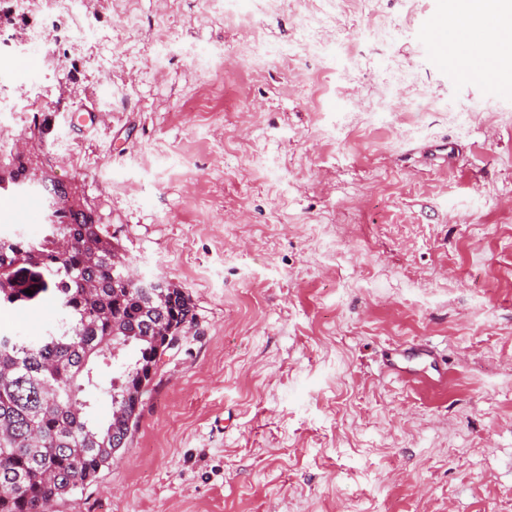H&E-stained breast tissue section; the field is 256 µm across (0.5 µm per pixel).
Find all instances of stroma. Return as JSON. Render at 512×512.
<instances>
[{
	"instance_id": "obj_1",
	"label": "stroma",
	"mask_w": 512,
	"mask_h": 512,
	"mask_svg": "<svg viewBox=\"0 0 512 512\" xmlns=\"http://www.w3.org/2000/svg\"><path fill=\"white\" fill-rule=\"evenodd\" d=\"M239 4L258 70L207 0H0V146L48 126L195 307L126 447L51 512H512V102L413 53L429 0H346L328 53L298 42L312 0ZM414 342L447 388L383 371Z\"/></svg>"
}]
</instances>
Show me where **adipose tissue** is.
<instances>
[{"label":"adipose tissue","instance_id":"obj_1","mask_svg":"<svg viewBox=\"0 0 512 512\" xmlns=\"http://www.w3.org/2000/svg\"><path fill=\"white\" fill-rule=\"evenodd\" d=\"M442 24L461 43L475 78L492 81L512 65V0H453Z\"/></svg>","mask_w":512,"mask_h":512}]
</instances>
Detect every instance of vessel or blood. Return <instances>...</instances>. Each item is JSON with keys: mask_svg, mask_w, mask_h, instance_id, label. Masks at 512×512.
<instances>
[{"mask_svg": "<svg viewBox=\"0 0 512 512\" xmlns=\"http://www.w3.org/2000/svg\"><path fill=\"white\" fill-rule=\"evenodd\" d=\"M420 39L438 70L463 77L437 19L424 25ZM35 139L27 132L13 146L0 150V223L73 224L99 218V209L84 187L62 181L56 174V159L35 147Z\"/></svg>", "mask_w": 512, "mask_h": 512, "instance_id": "obj_1", "label": "vessel or blood"}]
</instances>
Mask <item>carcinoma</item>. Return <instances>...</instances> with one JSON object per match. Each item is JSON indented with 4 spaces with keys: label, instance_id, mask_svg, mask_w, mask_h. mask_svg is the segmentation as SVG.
<instances>
[{
    "label": "carcinoma",
    "instance_id": "obj_1",
    "mask_svg": "<svg viewBox=\"0 0 512 512\" xmlns=\"http://www.w3.org/2000/svg\"><path fill=\"white\" fill-rule=\"evenodd\" d=\"M122 249L104 224H50L39 239L0 236V307L30 309L49 298L58 315L34 340L0 335V512H50L93 482L126 445L156 336L195 318L182 288H138L114 268ZM111 362L122 368L105 388L112 411L92 423L87 393L101 388L97 365Z\"/></svg>",
    "mask_w": 512,
    "mask_h": 512
}]
</instances>
